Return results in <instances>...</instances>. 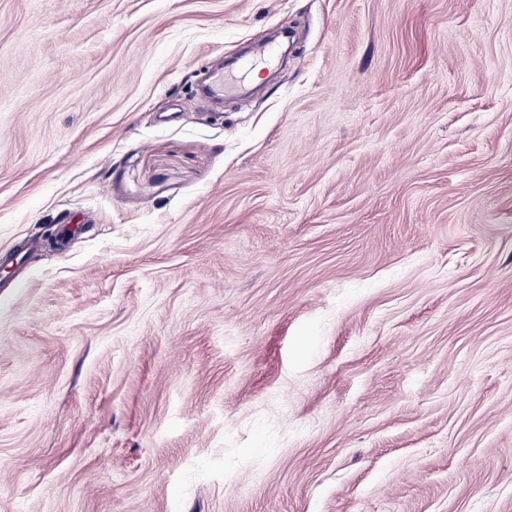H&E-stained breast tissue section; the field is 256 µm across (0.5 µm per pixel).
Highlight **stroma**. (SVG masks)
Masks as SVG:
<instances>
[{
	"label": "stroma",
	"mask_w": 512,
	"mask_h": 512,
	"mask_svg": "<svg viewBox=\"0 0 512 512\" xmlns=\"http://www.w3.org/2000/svg\"><path fill=\"white\" fill-rule=\"evenodd\" d=\"M25 242L0 512H512V0H0Z\"/></svg>",
	"instance_id": "35a3bbf8"
}]
</instances>
